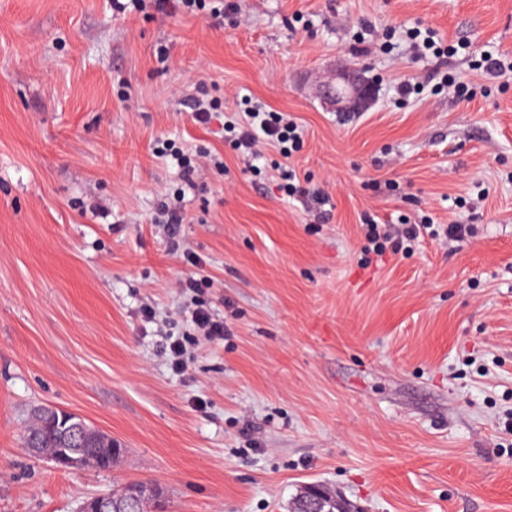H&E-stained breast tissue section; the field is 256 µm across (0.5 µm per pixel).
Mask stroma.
<instances>
[{
  "mask_svg": "<svg viewBox=\"0 0 512 512\" xmlns=\"http://www.w3.org/2000/svg\"><path fill=\"white\" fill-rule=\"evenodd\" d=\"M234 2L214 27L201 11L0 0V512H78L134 480L157 482L167 512H288L310 483L361 512H512V88L459 100L426 82L432 61L376 48L433 28L466 45L449 72L479 83L472 60L512 55V0ZM359 35L373 53H352ZM335 69L374 84L365 109L323 102ZM404 78L421 88L399 102ZM202 90L296 119L303 195L280 189L274 148L250 163L192 121ZM166 142L224 160L174 234L152 221L183 186ZM367 211L473 233L379 256ZM185 250L228 334L190 346L177 376L163 343L186 329ZM37 405L125 457L74 471L29 456Z\"/></svg>",
  "mask_w": 512,
  "mask_h": 512,
  "instance_id": "obj_1",
  "label": "stroma"
}]
</instances>
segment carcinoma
Returning a JSON list of instances; mask_svg holds the SVG:
<instances>
[{
    "instance_id": "obj_1",
    "label": "carcinoma",
    "mask_w": 512,
    "mask_h": 512,
    "mask_svg": "<svg viewBox=\"0 0 512 512\" xmlns=\"http://www.w3.org/2000/svg\"><path fill=\"white\" fill-rule=\"evenodd\" d=\"M77 415L53 407H43L37 416L29 419L21 436L25 448H38L40 454L55 458L63 449L78 447L88 455L86 467L98 470L116 467L125 453L121 443L112 436L90 426L87 435L72 439L66 434L70 422ZM162 493L158 486L146 482H129L112 489V512H129L136 508L148 512L160 506Z\"/></svg>"
}]
</instances>
